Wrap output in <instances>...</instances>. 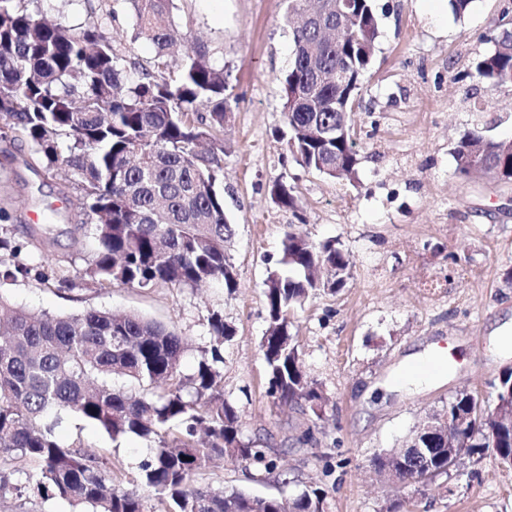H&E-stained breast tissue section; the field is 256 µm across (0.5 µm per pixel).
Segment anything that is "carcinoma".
<instances>
[{
	"label": "carcinoma",
	"instance_id": "carcinoma-1",
	"mask_svg": "<svg viewBox=\"0 0 512 512\" xmlns=\"http://www.w3.org/2000/svg\"><path fill=\"white\" fill-rule=\"evenodd\" d=\"M0 0V131L25 139L40 171L77 186L90 217L84 235L96 243L84 275L99 288H196L222 281L236 288L227 244L232 225L224 211L221 155L226 105L237 101L224 68L207 52L189 48L177 65L170 22L174 0H113L112 10L82 26L50 22L28 4ZM288 0L293 57L281 83L288 143L296 162L326 177L352 180L358 143L341 136L376 52L380 18L373 0ZM131 16L130 42L151 43V68H140L127 44L113 36L119 13ZM474 76L491 86L512 85V31L479 57ZM456 171L512 181V139L474 129L454 149ZM274 202L299 208L294 187L277 181ZM23 245L0 225V283L34 274L44 283L73 281L49 264H29ZM352 276L349 254L335 240L313 242L290 232L279 268L266 280L268 328L260 350L268 368L267 394L276 402L323 399L303 371L290 332V312L311 291H334ZM209 346L193 374H182L185 339L133 312L90 309L35 315L0 297V458L28 460L27 476L41 498L66 499L92 512H144L134 489L116 482L99 458L56 438L51 415L65 412L118 440L134 435L152 443L139 464L142 482L167 512H280L274 497L241 489L193 486L209 460L223 457L271 472L276 461L243 437L236 409L224 401V342L234 329L220 311L207 317ZM495 404L512 408V371L492 384ZM447 413H469L456 445H426L427 467L415 482L426 487L449 477L448 461L478 463L492 450L512 464V424L485 419L478 393L462 390ZM290 512H328L327 494L311 487L289 502Z\"/></svg>",
	"mask_w": 512,
	"mask_h": 512
}]
</instances>
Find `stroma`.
<instances>
[{
  "label": "stroma",
  "instance_id": "1",
  "mask_svg": "<svg viewBox=\"0 0 512 512\" xmlns=\"http://www.w3.org/2000/svg\"><path fill=\"white\" fill-rule=\"evenodd\" d=\"M381 18L377 51L366 75L362 109L353 112L360 145L354 180H334L301 168L287 148L281 79L292 59L287 0H176L172 23L191 31L229 75L239 100L224 124V208L234 230L227 253L237 288H141L85 284L95 251L83 237L88 217L77 190L30 168L27 141L0 137V207L23 244L55 206L50 264L74 281L57 288L18 277L0 294L30 312L76 314L89 309L134 311L175 329L188 342L181 370L192 374L208 346L209 312L236 330L224 344V399L242 420L245 438L277 456L268 473L216 460L196 475L213 490L236 487L292 499L309 487L326 490L329 512H512V466L493 452L425 493L415 484L379 477L374 458L405 447L433 412L463 388L492 402V384L512 366V183L487 175L461 177L454 147L474 127L512 138V85L488 87L472 77L473 61L490 51L512 0H473L455 17L448 0H374ZM292 184L298 212L271 199L274 181ZM339 241L352 277L338 292L317 290L293 319L303 367L328 397L323 417L303 406L274 403L259 343L268 322L265 280L282 256L289 230ZM443 348L442 379L420 388L395 385L410 355ZM312 430V442L299 438ZM59 441L111 465L124 487L137 489L146 512H163L140 481L147 441L112 440L95 425L67 418Z\"/></svg>",
  "mask_w": 512,
  "mask_h": 512
}]
</instances>
